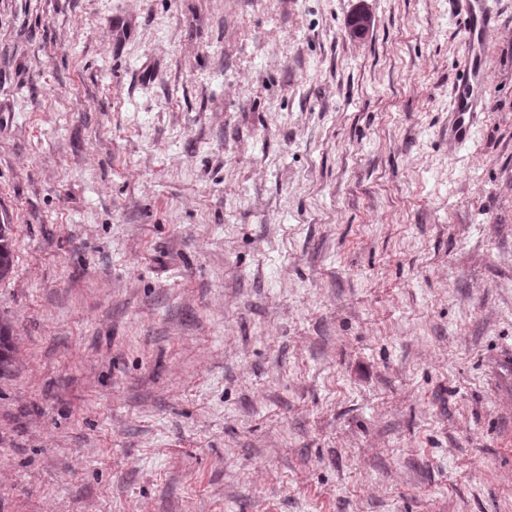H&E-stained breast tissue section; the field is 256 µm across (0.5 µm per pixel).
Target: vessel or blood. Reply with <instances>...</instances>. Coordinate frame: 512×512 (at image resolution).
I'll list each match as a JSON object with an SVG mask.
<instances>
[{"label": "vessel or blood", "instance_id": "obj_1", "mask_svg": "<svg viewBox=\"0 0 512 512\" xmlns=\"http://www.w3.org/2000/svg\"><path fill=\"white\" fill-rule=\"evenodd\" d=\"M456 11L464 31L462 64L455 84V106L452 110V129L458 140H466L470 133V116L479 108L477 96L486 74L487 58L484 35L493 16L486 0H455Z\"/></svg>", "mask_w": 512, "mask_h": 512}]
</instances>
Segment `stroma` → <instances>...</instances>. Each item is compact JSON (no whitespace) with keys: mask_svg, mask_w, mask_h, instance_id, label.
<instances>
[{"mask_svg":"<svg viewBox=\"0 0 512 512\" xmlns=\"http://www.w3.org/2000/svg\"><path fill=\"white\" fill-rule=\"evenodd\" d=\"M487 4L0 0V512H512ZM455 4L464 40L462 64L455 84V107L451 111L452 130L458 140L464 141L469 137L471 117L482 104L476 94L482 88L486 74L483 40L494 17L487 8L486 0H456ZM11 224H0V281L13 273L14 253ZM16 366V344L7 318L0 317V378L9 376Z\"/></svg>","mask_w":512,"mask_h":512,"instance_id":"stroma-1","label":"stroma"}]
</instances>
